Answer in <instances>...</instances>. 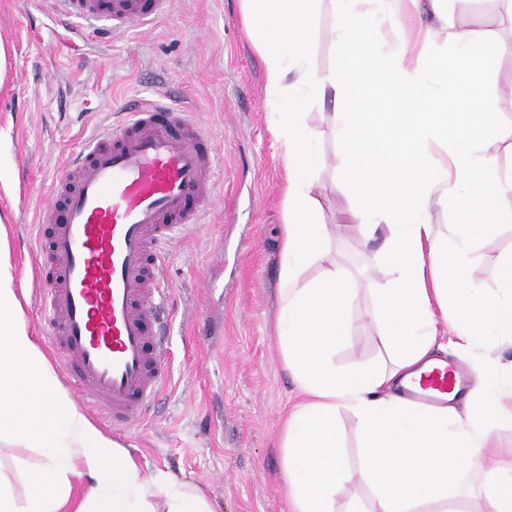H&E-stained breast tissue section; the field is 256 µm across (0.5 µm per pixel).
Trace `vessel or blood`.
I'll list each match as a JSON object with an SVG mask.
<instances>
[{"label":"vessel or blood","mask_w":512,"mask_h":512,"mask_svg":"<svg viewBox=\"0 0 512 512\" xmlns=\"http://www.w3.org/2000/svg\"><path fill=\"white\" fill-rule=\"evenodd\" d=\"M172 0H54L65 19L123 33L166 16ZM73 151L39 211L36 274L42 334L79 401L130 434L170 373L161 303L168 252L178 233L215 205L218 154L194 106L148 100ZM460 379L450 364L424 373L440 394Z\"/></svg>","instance_id":"1"}]
</instances>
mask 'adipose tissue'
I'll list each match as a JSON object with an SVG mask.
<instances>
[{
	"label": "adipose tissue",
	"mask_w": 512,
	"mask_h": 512,
	"mask_svg": "<svg viewBox=\"0 0 512 512\" xmlns=\"http://www.w3.org/2000/svg\"><path fill=\"white\" fill-rule=\"evenodd\" d=\"M247 32L263 61L273 132L286 171L277 336L285 370L303 402L286 421L280 448L291 512H336V495L353 478L338 448L336 416L361 423V471L374 486L371 512H448L449 499L483 497L486 512H512V475L492 449L495 421L512 398V368L495 353L512 346V254L495 289L471 277L474 253L500 203L512 196V168L497 163L496 113L484 105L486 76L512 45L458 29L454 56L377 46L398 0H331L332 37L342 50L334 69L313 61L320 0H242ZM443 79L434 92L423 77ZM352 109L334 113L346 150L334 173L366 203V240L382 238V275L365 280L377 297L375 320L394 354L392 364L337 366L349 332L356 283L329 258L328 225L319 220L316 174L325 159L309 147L307 96ZM438 143L442 154L430 152ZM453 209L459 223L437 231L432 210ZM316 279H306L311 266ZM452 310L455 346L475 362L477 386L465 412L416 405L398 389L432 364L437 311ZM39 449L43 463L25 501L0 482V512H66L73 477L91 488L80 512H212L190 481L160 473L145 478L130 453L78 409L31 335L0 225V437Z\"/></svg>",
	"instance_id": "adipose-tissue-1"
}]
</instances>
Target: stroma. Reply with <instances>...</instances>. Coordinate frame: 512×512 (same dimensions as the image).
Here are the masks:
<instances>
[{"label":"stroma","mask_w":512,"mask_h":512,"mask_svg":"<svg viewBox=\"0 0 512 512\" xmlns=\"http://www.w3.org/2000/svg\"><path fill=\"white\" fill-rule=\"evenodd\" d=\"M424 0H404L400 12L375 32L386 49L424 47L447 53L444 40L425 44L431 22ZM448 25L512 42V18L498 0H448ZM0 45L7 77L0 85V164L16 174L0 190V217L9 233L10 262L31 335H38L37 236L47 234L38 192L83 139L109 129L123 103L168 93L172 102L198 104L200 121L219 150L222 198L170 249L172 382L135 434L119 442L139 458L145 474L163 471L202 490L212 512H290L279 438L299 400L285 371L276 336L282 226L283 164L271 129L262 60L246 39L241 0H173L170 14L151 27L111 40L72 43L51 0H0ZM512 87V53L495 59L484 91L502 139L498 163L512 167V107L499 95ZM330 104L310 100L305 121L327 168L317 175L323 222L340 224L331 255L356 279L376 272L385 257L366 244L350 212L361 201L331 168L343 144L333 131ZM512 254V222L499 223L474 255L471 274L496 287V269ZM376 297L357 289L350 333L337 348V365L375 364L387 357L374 320ZM341 454L356 478L336 499V512H367L373 497L358 477L360 425L340 413ZM41 462L37 449L0 446V479L25 495Z\"/></svg>","instance_id":"35a3bbf8"}]
</instances>
